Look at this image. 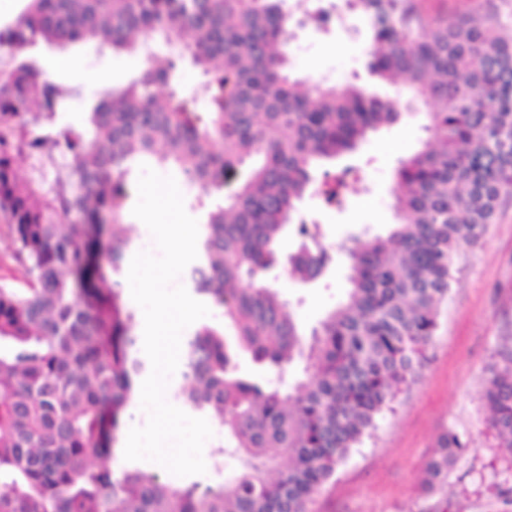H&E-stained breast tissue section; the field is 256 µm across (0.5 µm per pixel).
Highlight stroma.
I'll list each match as a JSON object with an SVG mask.
<instances>
[{"mask_svg":"<svg viewBox=\"0 0 512 512\" xmlns=\"http://www.w3.org/2000/svg\"><path fill=\"white\" fill-rule=\"evenodd\" d=\"M294 40L289 49L299 75L342 86H372L366 64L369 46L362 18L346 13L342 25L326 31L302 21L295 13ZM80 70L99 74L89 85L63 75L58 84L71 89L56 125L82 129L89 101L106 90L124 87L139 62L123 54L101 53L77 45L69 49ZM422 116L406 114L370 136L342 162L354 166L352 187L343 207L327 205L309 195L301 203L307 220L320 224L326 246L337 251L326 278L303 285L291 279L284 263L299 241L286 236L280 263L266 277L287 300L304 328L316 326L343 295L347 258L343 252L354 238L384 233L394 216L390 190L402 156L427 140ZM401 144L387 151L389 142ZM512 343V201L500 210L480 243L459 264L448 297L440 308L438 326L420 381L399 393L393 410L383 412L377 428L336 472L309 506L310 512H431L438 495L422 488L426 464L439 435L455 430L470 448L449 470L448 512H512V453L499 448L483 402L485 380L498 350Z\"/></svg>","mask_w":512,"mask_h":512,"instance_id":"stroma-1","label":"stroma"}]
</instances>
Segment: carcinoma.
I'll return each instance as SVG.
<instances>
[{
	"label": "carcinoma",
	"mask_w": 512,
	"mask_h": 512,
	"mask_svg": "<svg viewBox=\"0 0 512 512\" xmlns=\"http://www.w3.org/2000/svg\"><path fill=\"white\" fill-rule=\"evenodd\" d=\"M285 2L26 0L0 25V218L27 274L21 288L0 284V512H308L420 377L458 261L512 198V41L492 11L450 17L424 0H348L372 46L370 76L405 87H313L290 69ZM89 42L148 61L92 104L89 131L60 130L63 93L36 51ZM186 65L203 78L192 93L176 82ZM403 108L424 116L428 140L395 168L394 224L354 239L345 298L307 332L266 272L316 173L317 192L342 204L352 168L323 162ZM151 162L177 171L203 210L205 276L194 290L233 329L227 342L203 324L188 342L184 400L224 426L217 470L226 453L238 460L203 491L108 464L142 366L135 313L113 276L130 247V175ZM238 169L235 194L211 200ZM295 232L312 246L289 256V275L316 280L333 262L321 227L301 219ZM242 356L277 375L304 366L288 387L241 371ZM484 399L498 446L512 452V348L491 367ZM468 448L453 430L439 437L427 491Z\"/></svg>",
	"instance_id": "cac0c4a2"
}]
</instances>
